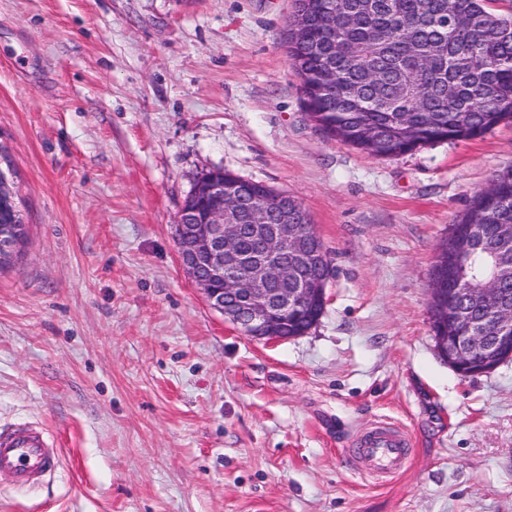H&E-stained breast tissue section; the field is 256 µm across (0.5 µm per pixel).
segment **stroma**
<instances>
[{
  "instance_id": "35a3bbf8",
  "label": "stroma",
  "mask_w": 512,
  "mask_h": 512,
  "mask_svg": "<svg viewBox=\"0 0 512 512\" xmlns=\"http://www.w3.org/2000/svg\"><path fill=\"white\" fill-rule=\"evenodd\" d=\"M295 0H0V172L26 238L0 270V431L59 467L0 512H512V360L439 356V246L512 123L377 158L315 128L285 41ZM299 201L330 254L318 323L251 339L178 261L203 172ZM404 470L346 456L375 423Z\"/></svg>"
}]
</instances>
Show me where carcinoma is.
<instances>
[{
	"label": "carcinoma",
	"instance_id": "1",
	"mask_svg": "<svg viewBox=\"0 0 512 512\" xmlns=\"http://www.w3.org/2000/svg\"><path fill=\"white\" fill-rule=\"evenodd\" d=\"M336 0L309 30H288V53L311 120L329 136L375 157L441 141L480 137L512 122V0ZM336 74L322 93L321 75ZM248 198V180L224 173ZM24 227L15 203L0 198V225ZM471 233L475 271L463 288L503 280L512 303V252H497L512 225V169L496 175L455 228Z\"/></svg>",
	"mask_w": 512,
	"mask_h": 512
}]
</instances>
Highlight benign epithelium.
I'll return each mask as SVG.
<instances>
[{"label":"benign epithelium","mask_w":512,"mask_h":512,"mask_svg":"<svg viewBox=\"0 0 512 512\" xmlns=\"http://www.w3.org/2000/svg\"><path fill=\"white\" fill-rule=\"evenodd\" d=\"M266 205L245 208L242 199L226 191L224 172L199 176L183 204L176 224L182 267L203 291L208 305L229 319L244 335L266 342L285 341L288 322L305 312L322 316L330 275L302 277L303 267L324 268L330 262L321 238L288 218L285 195L263 185ZM279 209L277 224L269 225L268 207ZM254 225L260 238L252 256L239 249L241 219ZM468 236L453 232L437 255L451 253L464 260ZM430 328L436 348L461 376L490 373L512 358V305L504 289L490 281L483 289L486 317L470 320L459 308L448 315L445 288L429 289Z\"/></svg>","instance_id":"benign-epithelium-1"}]
</instances>
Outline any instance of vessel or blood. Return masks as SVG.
<instances>
[{"instance_id":"obj_1","label":"vessel or blood","mask_w":512,"mask_h":512,"mask_svg":"<svg viewBox=\"0 0 512 512\" xmlns=\"http://www.w3.org/2000/svg\"><path fill=\"white\" fill-rule=\"evenodd\" d=\"M409 445L405 432L375 425L360 440L354 463L363 472L392 476L403 470ZM58 463L43 429L20 427L0 433V474L8 476L17 488H27L54 473Z\"/></svg>"}]
</instances>
